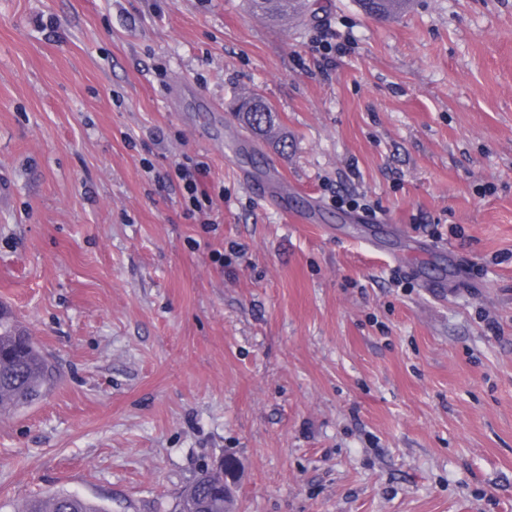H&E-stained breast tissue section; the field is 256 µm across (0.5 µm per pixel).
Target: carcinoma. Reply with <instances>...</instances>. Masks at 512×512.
<instances>
[{"label":"carcinoma","mask_w":512,"mask_h":512,"mask_svg":"<svg viewBox=\"0 0 512 512\" xmlns=\"http://www.w3.org/2000/svg\"><path fill=\"white\" fill-rule=\"evenodd\" d=\"M293 2L295 0H249L253 11L274 19L300 15V8L305 3L296 7ZM361 2L366 11L383 17L405 6L408 0ZM252 105L254 102L248 99L242 103L245 125L258 136L270 137L275 126L274 116L251 112ZM54 379V369L33 337L20 327L10 310L0 304V412L40 400ZM221 480V473L216 469L202 471L179 497L174 512H224V507L230 506L231 501L213 494L215 484ZM21 512H106V509L76 494L54 493L26 500Z\"/></svg>","instance_id":"1"}]
</instances>
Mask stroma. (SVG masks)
I'll return each mask as SVG.
<instances>
[{
    "mask_svg": "<svg viewBox=\"0 0 512 512\" xmlns=\"http://www.w3.org/2000/svg\"><path fill=\"white\" fill-rule=\"evenodd\" d=\"M318 4L0 0V303L56 370L0 512H172L222 459L237 512H512V0ZM188 157L212 223L153 178ZM293 2H301L298 7H294ZM250 7L254 12H261L274 19H288V17L297 15L303 12L299 11L305 7L303 1L298 0H250ZM252 105L261 104L253 102L250 99H245L241 106L242 112L246 109H250ZM243 114L246 119V122L243 123L254 134L263 138H268L271 136L275 126V119L274 116H272V112H268L267 115L265 112H243ZM100 504L76 494L54 493L25 501L19 512H106Z\"/></svg>",
    "mask_w": 512,
    "mask_h": 512,
    "instance_id": "obj_1",
    "label": "stroma"
}]
</instances>
